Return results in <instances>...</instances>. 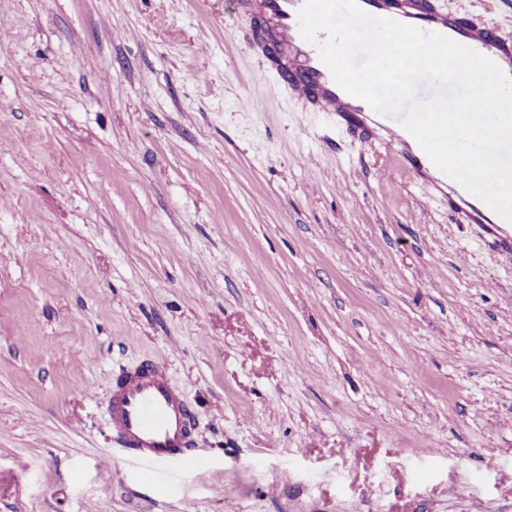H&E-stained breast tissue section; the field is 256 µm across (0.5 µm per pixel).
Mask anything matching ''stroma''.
Here are the masks:
<instances>
[{"label":"stroma","mask_w":512,"mask_h":512,"mask_svg":"<svg viewBox=\"0 0 512 512\" xmlns=\"http://www.w3.org/2000/svg\"><path fill=\"white\" fill-rule=\"evenodd\" d=\"M431 2L512 38V0ZM249 38L228 0H0V512H512V254ZM145 360L207 473L125 463Z\"/></svg>","instance_id":"obj_1"}]
</instances>
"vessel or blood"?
<instances>
[{
  "label": "vessel or blood",
  "instance_id": "obj_1",
  "mask_svg": "<svg viewBox=\"0 0 512 512\" xmlns=\"http://www.w3.org/2000/svg\"><path fill=\"white\" fill-rule=\"evenodd\" d=\"M358 4L370 15L441 33L495 63H506V73L512 76V40L478 18L441 12L430 0H358ZM302 5L303 0H231L233 12L251 30L250 48L260 50L265 58L261 77L287 76L291 97L309 111L335 118L360 146L383 141L416 178H423L429 159L423 151L411 149L407 131L346 93L317 48L302 37L298 22ZM448 211L456 223L478 225L493 250L512 253V237L501 227L500 216L453 180L448 183ZM107 414L127 457L141 466L143 478H154L164 468L198 464L194 413L162 367L147 363L122 372Z\"/></svg>",
  "mask_w": 512,
  "mask_h": 512
}]
</instances>
